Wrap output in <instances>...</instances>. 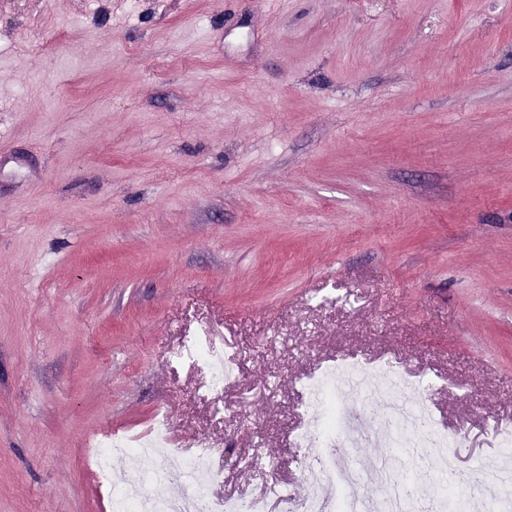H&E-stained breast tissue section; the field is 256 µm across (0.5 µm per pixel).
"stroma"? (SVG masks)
<instances>
[{
    "label": "stroma",
    "mask_w": 512,
    "mask_h": 512,
    "mask_svg": "<svg viewBox=\"0 0 512 512\" xmlns=\"http://www.w3.org/2000/svg\"><path fill=\"white\" fill-rule=\"evenodd\" d=\"M348 359L420 382L469 512L512 491V0H0V512H112L83 448L161 415L214 494L320 495ZM189 356L197 362L204 363L209 370V389L218 392L224 387V381L230 377L224 374V358L211 352L204 343L192 341L186 346ZM337 374L362 376L367 375L368 371L356 363H351L342 370H330L325 372L320 378L309 382L307 385L310 406L325 404L329 391L336 385Z\"/></svg>",
    "instance_id": "obj_1"
}]
</instances>
